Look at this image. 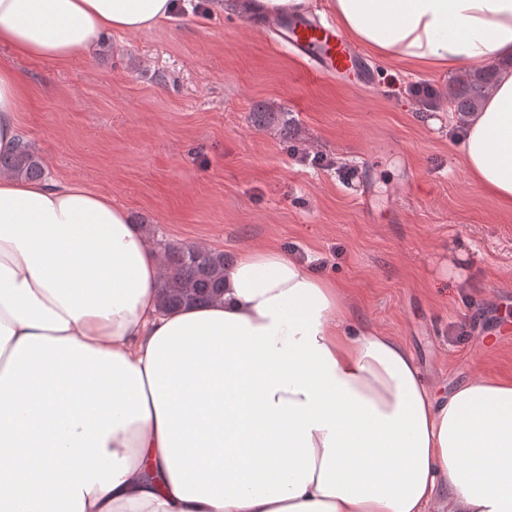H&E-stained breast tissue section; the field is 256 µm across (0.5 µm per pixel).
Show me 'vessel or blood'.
<instances>
[{
  "mask_svg": "<svg viewBox=\"0 0 512 512\" xmlns=\"http://www.w3.org/2000/svg\"><path fill=\"white\" fill-rule=\"evenodd\" d=\"M276 43L289 52L308 77L371 92L374 82L361 51L334 25L315 16H290L271 23Z\"/></svg>",
  "mask_w": 512,
  "mask_h": 512,
  "instance_id": "obj_1",
  "label": "vessel or blood"
}]
</instances>
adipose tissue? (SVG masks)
<instances>
[{"instance_id": "ef3b65f1", "label": "adipose tissue", "mask_w": 512, "mask_h": 512, "mask_svg": "<svg viewBox=\"0 0 512 512\" xmlns=\"http://www.w3.org/2000/svg\"><path fill=\"white\" fill-rule=\"evenodd\" d=\"M376 57L501 62L464 165L512 209V0H324ZM174 0H0V47L74 62ZM25 87L0 65V154ZM161 254L110 195L0 174V512H512V379L450 395L351 332L340 288L269 245L162 310Z\"/></svg>"}]
</instances>
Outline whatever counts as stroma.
<instances>
[{
    "label": "stroma",
    "mask_w": 512,
    "mask_h": 512,
    "mask_svg": "<svg viewBox=\"0 0 512 512\" xmlns=\"http://www.w3.org/2000/svg\"><path fill=\"white\" fill-rule=\"evenodd\" d=\"M178 2L67 65L0 48L45 178L107 193L160 247L275 244L349 289L351 327L398 337L432 389L512 377V211L465 168L451 76L378 60L372 95L312 85L239 14Z\"/></svg>",
    "instance_id": "35a3bbf8"
}]
</instances>
